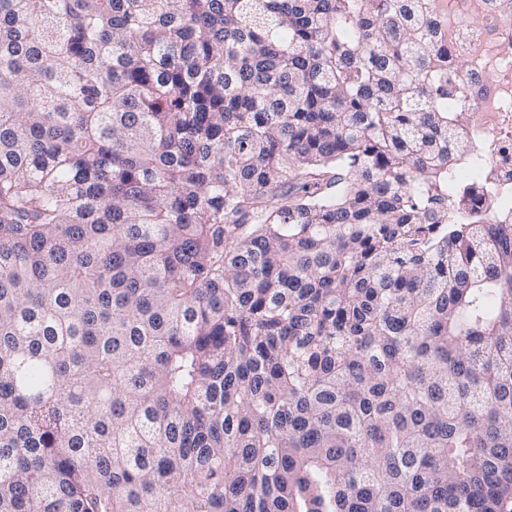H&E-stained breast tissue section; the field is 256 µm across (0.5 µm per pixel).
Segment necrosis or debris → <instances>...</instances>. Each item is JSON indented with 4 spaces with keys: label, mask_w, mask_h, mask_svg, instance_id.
Returning <instances> with one entry per match:
<instances>
[{
    "label": "necrosis or debris",
    "mask_w": 512,
    "mask_h": 512,
    "mask_svg": "<svg viewBox=\"0 0 512 512\" xmlns=\"http://www.w3.org/2000/svg\"><path fill=\"white\" fill-rule=\"evenodd\" d=\"M451 29L439 41L461 91L476 102L464 125L485 156L483 182L512 188V0H432Z\"/></svg>",
    "instance_id": "4bbe7bcc"
}]
</instances>
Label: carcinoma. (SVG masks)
Listing matches in <instances>:
<instances>
[{
  "label": "carcinoma",
  "instance_id": "1",
  "mask_svg": "<svg viewBox=\"0 0 512 512\" xmlns=\"http://www.w3.org/2000/svg\"><path fill=\"white\" fill-rule=\"evenodd\" d=\"M427 0H0V512H512V212Z\"/></svg>",
  "mask_w": 512,
  "mask_h": 512
}]
</instances>
